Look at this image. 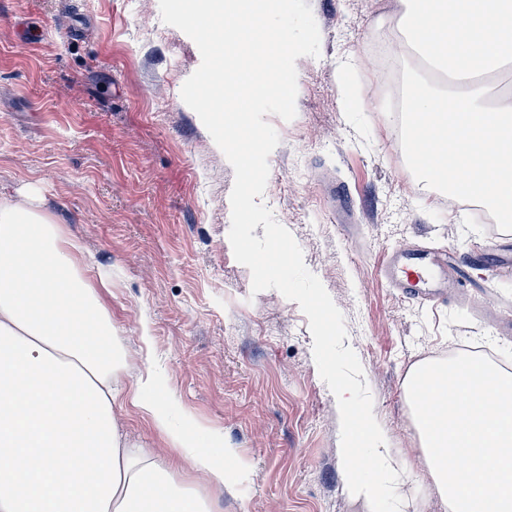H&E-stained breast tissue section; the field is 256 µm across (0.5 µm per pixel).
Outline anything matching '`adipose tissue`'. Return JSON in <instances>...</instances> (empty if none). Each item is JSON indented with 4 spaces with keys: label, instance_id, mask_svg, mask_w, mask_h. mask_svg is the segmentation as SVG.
Instances as JSON below:
<instances>
[{
    "label": "adipose tissue",
    "instance_id": "ef3b65f1",
    "mask_svg": "<svg viewBox=\"0 0 512 512\" xmlns=\"http://www.w3.org/2000/svg\"><path fill=\"white\" fill-rule=\"evenodd\" d=\"M82 246L26 200L0 202V512H212L155 449L129 442L123 396L210 488L245 478L235 449L174 416L125 354Z\"/></svg>",
    "mask_w": 512,
    "mask_h": 512
}]
</instances>
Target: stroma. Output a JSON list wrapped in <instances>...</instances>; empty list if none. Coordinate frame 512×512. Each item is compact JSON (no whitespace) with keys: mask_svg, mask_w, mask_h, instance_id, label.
Listing matches in <instances>:
<instances>
[{"mask_svg":"<svg viewBox=\"0 0 512 512\" xmlns=\"http://www.w3.org/2000/svg\"><path fill=\"white\" fill-rule=\"evenodd\" d=\"M319 57L296 61V116H269L280 142L261 201L342 312L373 413L399 472L401 512H448L407 392L411 372L482 341L512 371V279L431 307L383 273L400 249L457 265L512 261V234L472 221L408 169L390 96L367 57L398 37V0H306ZM195 42L159 0H0V195L26 194L77 239L130 373L153 361L174 409L235 448L246 479L210 492L213 512H368L341 459L335 395L309 320L276 290L251 291L228 238L234 170L181 98ZM149 327L151 346L141 341ZM129 440L198 479L132 403Z\"/></svg>","mask_w":512,"mask_h":512,"instance_id":"obj_1","label":"stroma"}]
</instances>
